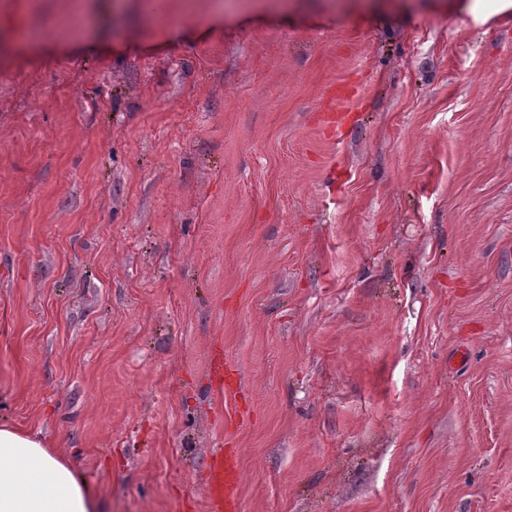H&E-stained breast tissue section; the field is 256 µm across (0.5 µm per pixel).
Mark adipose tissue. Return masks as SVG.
<instances>
[{"label":"adipose tissue","instance_id":"1","mask_svg":"<svg viewBox=\"0 0 512 512\" xmlns=\"http://www.w3.org/2000/svg\"><path fill=\"white\" fill-rule=\"evenodd\" d=\"M70 462L40 436L0 425V512H99Z\"/></svg>","mask_w":512,"mask_h":512}]
</instances>
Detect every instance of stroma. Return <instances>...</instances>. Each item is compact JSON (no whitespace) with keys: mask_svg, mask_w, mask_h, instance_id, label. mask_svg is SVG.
Wrapping results in <instances>:
<instances>
[{"mask_svg":"<svg viewBox=\"0 0 512 512\" xmlns=\"http://www.w3.org/2000/svg\"><path fill=\"white\" fill-rule=\"evenodd\" d=\"M0 423L108 512L219 444L240 512H512V17L0 0Z\"/></svg>","mask_w":512,"mask_h":512,"instance_id":"1","label":"stroma"}]
</instances>
